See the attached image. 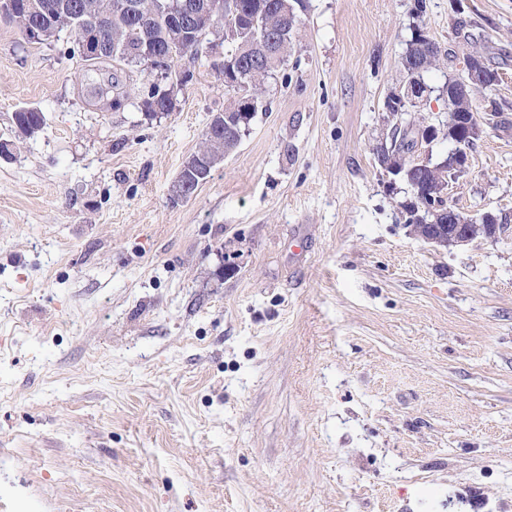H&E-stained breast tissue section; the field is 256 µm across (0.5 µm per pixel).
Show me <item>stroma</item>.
I'll use <instances>...</instances> for the list:
<instances>
[{"mask_svg":"<svg viewBox=\"0 0 512 512\" xmlns=\"http://www.w3.org/2000/svg\"><path fill=\"white\" fill-rule=\"evenodd\" d=\"M427 3L442 46H492L506 105L450 198L512 215V0ZM412 5L307 0L263 111L182 201L227 100L208 56L149 119L146 75L96 109L74 33L0 22V512H512V227L413 238L373 154ZM463 70L426 74L424 115ZM16 128L19 135L32 137L44 125L43 113L34 108H24L16 112Z\"/></svg>","mask_w":512,"mask_h":512,"instance_id":"obj_1","label":"stroma"}]
</instances>
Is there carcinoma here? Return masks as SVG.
Instances as JSON below:
<instances>
[{"label":"carcinoma","instance_id":"obj_1","mask_svg":"<svg viewBox=\"0 0 512 512\" xmlns=\"http://www.w3.org/2000/svg\"><path fill=\"white\" fill-rule=\"evenodd\" d=\"M55 4L80 6L73 12L74 19L69 25L53 23L50 29L53 36L68 29L74 33L89 22L91 10L108 6L106 0H49ZM186 4L187 19L193 23L196 32H206L211 28L224 30V90L235 94L224 111L242 117L240 131L249 128L257 112L263 107L262 86L267 78L275 75L291 54L301 26V12L305 10L303 0H224V13L213 14L208 9L210 0H144L143 12L138 16L123 11H112V25L101 32L108 47L115 49L123 44L135 43L143 30H148L155 43L174 53L178 58L195 57L205 48L201 41H192L183 37L177 29L176 19L162 10L173 3ZM6 6V19L16 23L21 31L33 25L42 24V15L31 11L32 0H0ZM427 14V0H414L413 18L417 25L413 27L411 39L401 56L402 83H414L418 91L428 89L424 75L437 67L450 52L431 39L424 27ZM467 53L483 61L486 82L480 85L461 88L456 97L472 103L475 91L490 92L499 81V73L490 64V47L486 44H474ZM81 90L85 100L94 105L103 103L106 96L115 94L119 102L115 110H120L129 93L120 86L117 75H110V81L95 78L86 73L82 77ZM385 110L391 116L392 137L378 143L373 153L380 168L389 170L397 166L408 168L405 178L411 198L402 204V217L406 224H421L426 220L421 211V201L431 199L438 204L436 212L442 214L438 222H443L448 214V164L438 162L428 169L415 162L414 130L425 122V118L405 109L400 104L396 92L392 91L385 100ZM16 128L19 135L30 137L40 131L44 125L43 113L34 108H24L16 112ZM241 137H224V144L202 139L199 150L216 152L224 150L228 155L239 146Z\"/></svg>","mask_w":512,"mask_h":512}]
</instances>
